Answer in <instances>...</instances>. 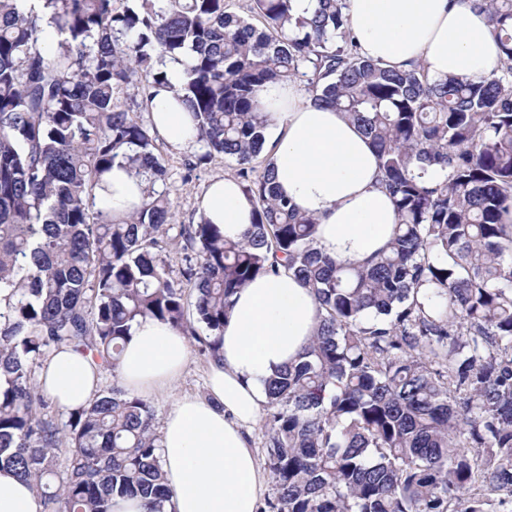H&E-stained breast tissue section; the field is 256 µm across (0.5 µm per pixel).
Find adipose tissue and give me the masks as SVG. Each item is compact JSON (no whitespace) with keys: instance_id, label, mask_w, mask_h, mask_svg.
Wrapping results in <instances>:
<instances>
[{"instance_id":"ef3b65f1","label":"adipose tissue","mask_w":512,"mask_h":512,"mask_svg":"<svg viewBox=\"0 0 512 512\" xmlns=\"http://www.w3.org/2000/svg\"><path fill=\"white\" fill-rule=\"evenodd\" d=\"M350 26L362 57L429 76L480 78L497 66L500 49L488 15L472 0H348ZM270 116L273 181L300 211L319 221L317 247L343 262L364 263L389 243L396 222L381 184L375 150L357 124L316 104L303 83L263 95ZM157 132L181 149L195 144L193 124L173 88H159L150 106ZM148 183L113 165L96 190L98 208L120 222L147 197ZM253 205L235 179L209 182L199 213L225 238L240 240ZM321 310L310 289L282 272L255 278L233 298L223 348L210 360L207 392L177 399L161 428L160 463L171 498L164 512H258L270 481L250 445L266 402V378L293 359L317 331ZM118 368L120 383L143 396L166 393L185 370L186 337L153 318L134 322ZM102 366L91 353L62 346L44 362L38 384L61 408L86 405ZM0 512H42L30 483L0 470Z\"/></svg>"}]
</instances>
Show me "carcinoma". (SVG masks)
Returning <instances> with one entry per match:
<instances>
[{
  "label": "carcinoma",
  "instance_id": "1",
  "mask_svg": "<svg viewBox=\"0 0 512 512\" xmlns=\"http://www.w3.org/2000/svg\"><path fill=\"white\" fill-rule=\"evenodd\" d=\"M0 0V469L43 512H151L169 500L154 410L119 386L57 424L32 367L61 345L118 368L133 322L177 327L211 357L233 296L282 266L322 317L311 343L266 380L261 512H512V0H475L501 52L488 77L432 79L357 53L345 0ZM58 49L41 51L44 23ZM187 59L198 161H236L252 200L238 241L182 224L180 277L159 258L173 223L158 133L130 111ZM305 82L370 139L397 224L365 263L316 247L317 220L271 182L257 92ZM121 161L150 191L123 222L95 206ZM196 323L185 319L184 286ZM208 336H199L196 325ZM64 476L58 477L60 457Z\"/></svg>",
  "mask_w": 512,
  "mask_h": 512
}]
</instances>
